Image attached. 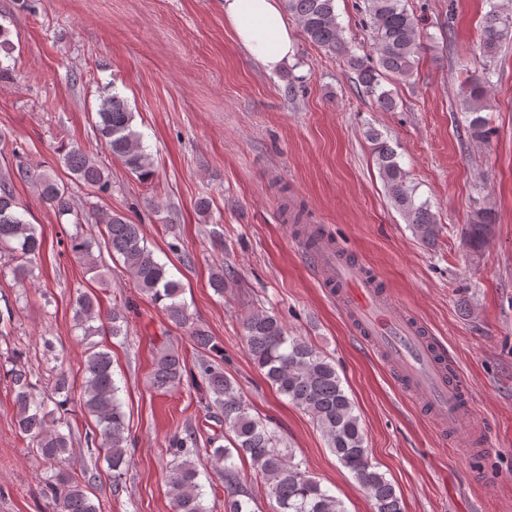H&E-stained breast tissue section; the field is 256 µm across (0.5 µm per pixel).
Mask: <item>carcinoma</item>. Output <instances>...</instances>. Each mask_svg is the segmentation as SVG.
Wrapping results in <instances>:
<instances>
[{
	"mask_svg": "<svg viewBox=\"0 0 512 512\" xmlns=\"http://www.w3.org/2000/svg\"><path fill=\"white\" fill-rule=\"evenodd\" d=\"M286 8L301 25L306 38L325 53L350 67L373 105L384 111L396 107L392 92L382 87L383 78L405 81L418 64L423 45L417 23L404 0H364L360 8L362 23L370 30L375 57L364 60L352 53L345 41L335 13V0H284ZM512 37V14L495 0L483 17L479 51L486 63L495 61L507 39ZM492 71L471 77L459 89V100L470 116L467 132L479 142L493 135L486 119L480 115L492 86ZM96 127L112 156L118 158L144 183L155 177L151 155L143 145L142 134L135 128V113L128 101L112 92L101 99ZM367 136L375 142V161L391 199L410 224L415 235L425 244L433 243L439 228L426 202H416V190L401 167L396 151L374 130ZM67 168L84 184L102 192L109 190L108 170L78 145L64 153ZM20 179L31 183L42 201L58 216H75L74 224H103L102 241L96 243L76 233L70 237V250L89 270L98 272L101 256L93 247H103L119 257L135 287L150 296L169 320L188 329L196 346L217 349L212 337L201 326L190 321L181 298L180 283L168 277L166 264L158 261L145 243L141 225L124 215L101 213L78 215L67 184L31 166L17 168ZM11 178L0 179V253L11 257L10 272L20 282L33 278L36 260L41 257L44 241L20 212L10 186ZM493 212L478 207L471 213L465 234L472 251L480 250L493 232ZM75 327L88 340L82 383L84 409L96 418L101 439L100 449L112 470V481L119 484L131 462V445L126 415L119 397L120 387L112 372V355L90 337L103 331L117 338L126 335L125 308L115 305L106 313L98 306L96 296L82 292L76 299ZM247 351L264 378L278 394L307 413L320 429L328 448L340 464L349 470L367 492L372 512H404L403 502L395 486L372 464L365 447V437L354 405L346 394L332 359L301 336H291L281 320L267 311L250 314L243 323ZM0 369L13 385L16 421L20 432L32 442L36 451L50 464L43 479V494L51 512H100L83 484L69 469L71 436L61 431L63 422L52 417L39 401L43 378L25 366L19 356L0 364ZM214 404L224 416V427L231 433L230 446L205 449L213 471L224 478L227 498L225 512H251L248 493L237 482L234 457L251 460L264 480L266 496L274 501L276 512H346L342 502L312 477L303 461L279 447L273 430L260 418L253 417L242 399L236 383L224 374L215 360L202 356L195 365ZM186 364L177 350L160 348L151 373L153 385L168 391L183 381ZM51 388L62 396L71 394L66 371L54 373ZM172 457L166 480V494L171 512H210L204 504L201 471L195 456L200 454L196 436L189 433L175 438L167 449Z\"/></svg>",
	"mask_w": 512,
	"mask_h": 512,
	"instance_id": "obj_1",
	"label": "carcinoma"
}]
</instances>
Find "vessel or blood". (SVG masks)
I'll list each match as a JSON object with an SVG mask.
<instances>
[{"mask_svg": "<svg viewBox=\"0 0 512 512\" xmlns=\"http://www.w3.org/2000/svg\"><path fill=\"white\" fill-rule=\"evenodd\" d=\"M310 253L322 286L335 293L356 331L380 352L449 443L465 436L471 445H481V430L461 425L472 411L469 385L422 326L403 308L387 302L376 276L336 242L324 241Z\"/></svg>", "mask_w": 512, "mask_h": 512, "instance_id": "obj_1", "label": "vessel or blood"}]
</instances>
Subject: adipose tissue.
<instances>
[{
  "label": "adipose tissue",
  "mask_w": 512,
  "mask_h": 512,
  "mask_svg": "<svg viewBox=\"0 0 512 512\" xmlns=\"http://www.w3.org/2000/svg\"><path fill=\"white\" fill-rule=\"evenodd\" d=\"M224 20L240 46L265 70L279 69L294 53L281 0H224Z\"/></svg>",
  "instance_id": "1"
}]
</instances>
